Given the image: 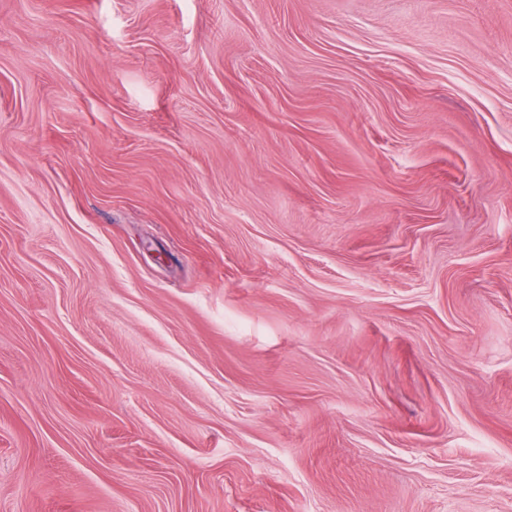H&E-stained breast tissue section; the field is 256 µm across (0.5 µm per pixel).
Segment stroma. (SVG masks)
<instances>
[{
  "mask_svg": "<svg viewBox=\"0 0 512 512\" xmlns=\"http://www.w3.org/2000/svg\"><path fill=\"white\" fill-rule=\"evenodd\" d=\"M0 512H512V0H0Z\"/></svg>",
  "mask_w": 512,
  "mask_h": 512,
  "instance_id": "35a3bbf8",
  "label": "stroma"
}]
</instances>
